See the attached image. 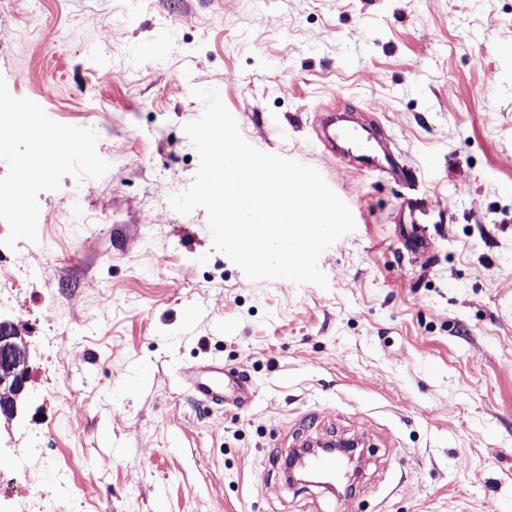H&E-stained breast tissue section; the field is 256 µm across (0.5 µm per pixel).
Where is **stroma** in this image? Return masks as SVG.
<instances>
[{"mask_svg": "<svg viewBox=\"0 0 512 512\" xmlns=\"http://www.w3.org/2000/svg\"><path fill=\"white\" fill-rule=\"evenodd\" d=\"M195 86L350 208L327 288L249 279L204 210L171 208L199 164ZM0 93L45 146L62 126L95 153L34 174L38 223L0 212V264L22 270L0 315L29 350L0 466L54 449L65 512H512V0H0ZM332 106L378 124L412 184L324 152ZM15 117L0 191L30 144ZM214 359L247 375V406L194 398ZM352 437L369 448L352 493L287 484L290 448ZM24 485L55 495L29 457L8 512H30Z\"/></svg>", "mask_w": 512, "mask_h": 512, "instance_id": "1", "label": "stroma"}]
</instances>
